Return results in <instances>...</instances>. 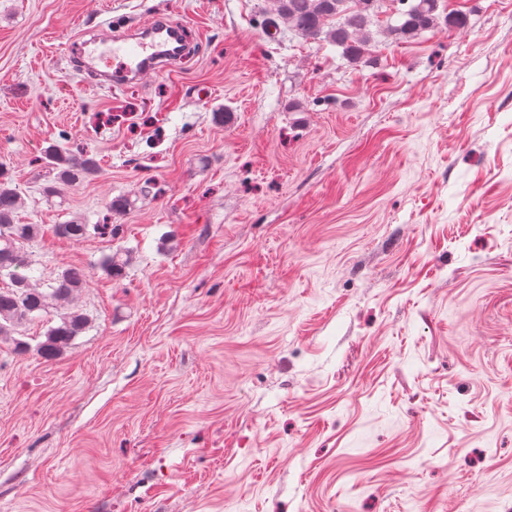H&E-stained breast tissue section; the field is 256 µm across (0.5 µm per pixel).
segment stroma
Listing matches in <instances>:
<instances>
[{"mask_svg":"<svg viewBox=\"0 0 512 512\" xmlns=\"http://www.w3.org/2000/svg\"><path fill=\"white\" fill-rule=\"evenodd\" d=\"M262 7L0 0V171L89 317L52 361L58 310L0 343V512H512V0L357 68ZM156 15L181 65L72 69ZM53 143L99 173L48 195Z\"/></svg>","mask_w":512,"mask_h":512,"instance_id":"35a3bbf8","label":"stroma"}]
</instances>
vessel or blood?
<instances>
[{
    "mask_svg": "<svg viewBox=\"0 0 512 512\" xmlns=\"http://www.w3.org/2000/svg\"><path fill=\"white\" fill-rule=\"evenodd\" d=\"M150 36L120 35L108 31L83 42L78 65L95 72L98 59L115 56L125 61V76L140 78L158 70L180 55L183 28L165 16L155 17Z\"/></svg>",
    "mask_w": 512,
    "mask_h": 512,
    "instance_id": "obj_1",
    "label": "vessel or blood"
}]
</instances>
